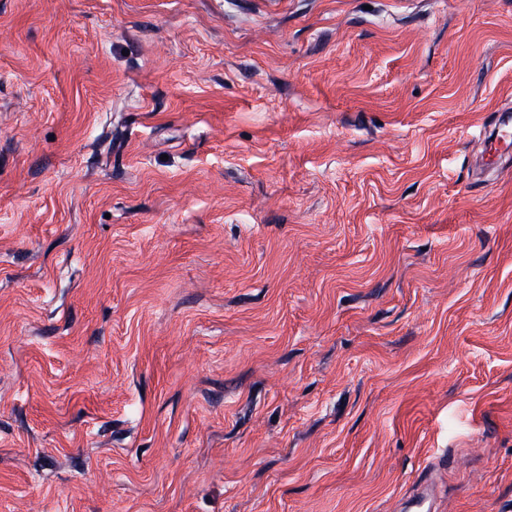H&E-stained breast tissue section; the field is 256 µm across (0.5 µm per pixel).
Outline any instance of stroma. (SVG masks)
Returning <instances> with one entry per match:
<instances>
[{
	"instance_id": "35a3bbf8",
	"label": "stroma",
	"mask_w": 512,
	"mask_h": 512,
	"mask_svg": "<svg viewBox=\"0 0 512 512\" xmlns=\"http://www.w3.org/2000/svg\"><path fill=\"white\" fill-rule=\"evenodd\" d=\"M512 0H0V512H512ZM490 134H493L494 138L492 141H489L488 136L489 151L493 150L494 157L501 156L503 153L506 152L511 153L512 125L510 116L507 117V119L505 120L503 127L491 132ZM433 497L432 484L429 477L425 476L417 490L411 497H409L401 508L403 512H422L421 509L427 507L431 508Z\"/></svg>"
}]
</instances>
